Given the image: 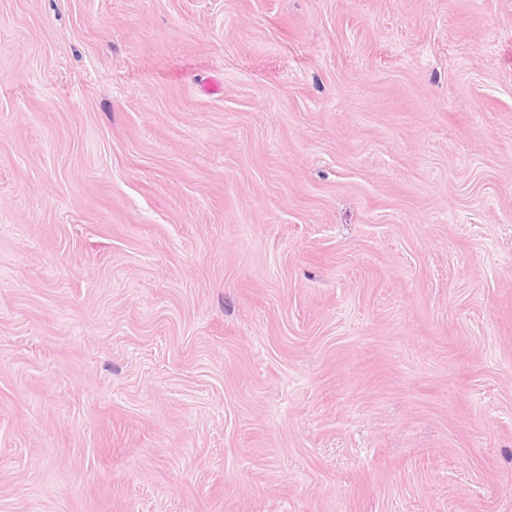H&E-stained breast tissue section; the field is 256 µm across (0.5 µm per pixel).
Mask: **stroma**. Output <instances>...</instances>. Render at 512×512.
I'll return each instance as SVG.
<instances>
[{
    "label": "stroma",
    "mask_w": 512,
    "mask_h": 512,
    "mask_svg": "<svg viewBox=\"0 0 512 512\" xmlns=\"http://www.w3.org/2000/svg\"><path fill=\"white\" fill-rule=\"evenodd\" d=\"M0 512H512V0H0Z\"/></svg>",
    "instance_id": "35a3bbf8"
}]
</instances>
